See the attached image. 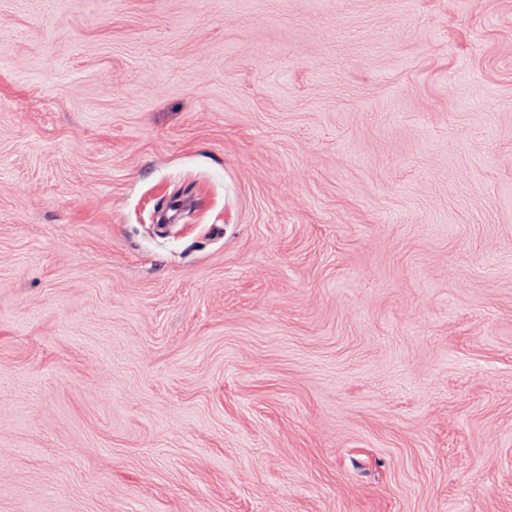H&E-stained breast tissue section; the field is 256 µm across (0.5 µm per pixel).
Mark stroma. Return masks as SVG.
Instances as JSON below:
<instances>
[{
  "label": "stroma",
  "mask_w": 512,
  "mask_h": 512,
  "mask_svg": "<svg viewBox=\"0 0 512 512\" xmlns=\"http://www.w3.org/2000/svg\"><path fill=\"white\" fill-rule=\"evenodd\" d=\"M0 512H512V0H0Z\"/></svg>",
  "instance_id": "35a3bbf8"
}]
</instances>
